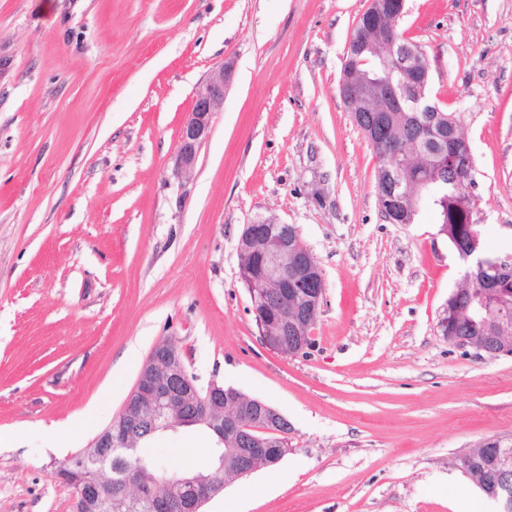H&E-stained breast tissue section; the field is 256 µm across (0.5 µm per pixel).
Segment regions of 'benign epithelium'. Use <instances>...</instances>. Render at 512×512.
I'll return each mask as SVG.
<instances>
[{
    "instance_id": "benign-epithelium-1",
    "label": "benign epithelium",
    "mask_w": 512,
    "mask_h": 512,
    "mask_svg": "<svg viewBox=\"0 0 512 512\" xmlns=\"http://www.w3.org/2000/svg\"><path fill=\"white\" fill-rule=\"evenodd\" d=\"M389 13L401 17L404 2L371 0L366 11L369 20ZM368 51L379 62L357 79L344 71L340 81L341 98L359 119H364L366 112L379 113L378 124L364 125L367 136L376 135L377 125L390 124L393 112H424L426 122L448 127V139L453 142L450 163L462 169L473 167L459 120L453 115L443 116L427 99L428 64L400 49L393 27L382 32L377 47L358 40L349 42L347 57L358 66L366 63L364 54ZM232 69V63H223L196 86L191 111L180 130L176 176L183 178L192 172L213 116L224 102ZM377 195L387 220L403 223L407 192L398 169L386 167L380 172ZM246 241L254 248L261 247L265 263L263 308L254 310L264 344L288 355L304 352L312 345L311 329L324 300L321 268L298 230L290 225L276 226L270 219L254 221L244 226L238 245ZM466 252L473 260V276L490 265L505 275L512 272L511 255L493 261L484 254L476 224L469 225ZM469 307L473 318L494 324L500 332L450 336L448 342L493 357H511L512 345L502 332L512 323V294L502 291L493 312L484 301L472 300ZM195 425L207 428L217 438L208 466L179 474L165 470L162 479H156L140 456L141 444L160 432ZM289 429L288 420L259 399L215 383L200 389L187 370L177 341L167 338L152 349L119 415L88 448L69 457L53 475L77 491L75 512H201L224 485L277 464L282 456L261 433L273 432L285 438ZM114 452L136 460L139 467L122 472L120 479L104 476L112 471ZM487 454L486 448L465 452L456 456L454 467L462 472L481 471L492 486L490 499L500 512H512V448L497 449L489 464L484 462Z\"/></svg>"
}]
</instances>
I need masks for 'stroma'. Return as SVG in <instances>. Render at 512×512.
Segmentation results:
<instances>
[{"label": "stroma", "mask_w": 512, "mask_h": 512, "mask_svg": "<svg viewBox=\"0 0 512 512\" xmlns=\"http://www.w3.org/2000/svg\"><path fill=\"white\" fill-rule=\"evenodd\" d=\"M369 5L0 0V512H75L53 470L119 415L170 337L200 388H235L291 425L275 469L203 512H497L453 461L512 448V357L442 335L464 272L431 199L411 224L381 212L382 161L339 91ZM398 29L469 143L484 246L512 252V0H406ZM228 61L178 179L194 89ZM261 217L295 225L323 272L303 354L264 344L240 278L239 236ZM94 407L92 428L70 429ZM214 445L186 428L141 453L179 472Z\"/></svg>", "instance_id": "1"}]
</instances>
